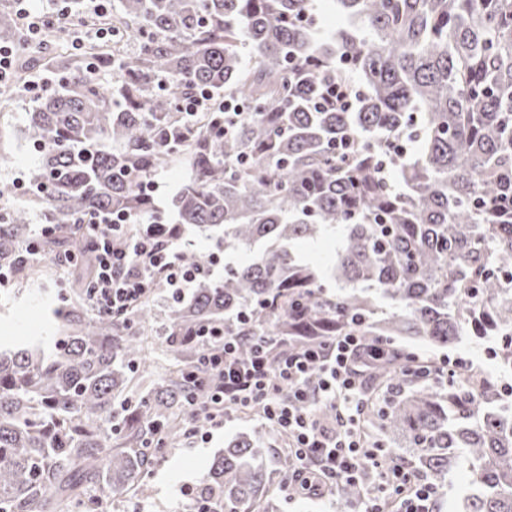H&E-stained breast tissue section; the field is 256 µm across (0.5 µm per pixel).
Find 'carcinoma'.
Returning <instances> with one entry per match:
<instances>
[{
  "instance_id": "carcinoma-1",
  "label": "carcinoma",
  "mask_w": 512,
  "mask_h": 512,
  "mask_svg": "<svg viewBox=\"0 0 512 512\" xmlns=\"http://www.w3.org/2000/svg\"><path fill=\"white\" fill-rule=\"evenodd\" d=\"M68 2L70 27L46 28L16 82L42 59L60 78L29 113L32 182L44 223L58 225L49 249L76 255L77 272L55 350L0 351V512H102L90 487L144 496L153 461L190 433L187 400H205L192 334L215 324L276 336L277 353L348 332L392 342L400 354L367 383L363 430L383 434L390 465L437 489L468 470L478 490L461 512H512V419L474 375L432 381L404 343L495 338L496 362L512 367V0H336L346 24L330 42L311 33L310 0H121L104 16ZM103 26L116 39L73 48ZM1 41L26 44L8 8ZM339 66L362 96L350 111L314 107ZM202 91L212 106L181 112ZM226 95L244 111L230 135ZM387 159L398 189L377 175ZM175 163L190 170L170 203L180 228L253 256L168 305L165 345L180 366L128 406L132 375L152 374L151 299L127 321L88 314L93 237L76 219L147 214L131 176ZM30 232L28 209H4L0 265L21 279L33 274ZM329 232L340 234L329 262L295 253ZM366 490L342 482L329 496ZM276 494L265 448L244 436L200 487L216 512H270Z\"/></svg>"
}]
</instances>
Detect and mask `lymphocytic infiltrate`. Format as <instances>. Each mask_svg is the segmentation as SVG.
<instances>
[{
    "label": "lymphocytic infiltrate",
    "instance_id": "1",
    "mask_svg": "<svg viewBox=\"0 0 512 512\" xmlns=\"http://www.w3.org/2000/svg\"><path fill=\"white\" fill-rule=\"evenodd\" d=\"M97 242L94 275L87 301L97 313L128 317L151 292L166 301L184 297L198 273L185 261L187 244L162 208L137 220L122 212L83 216ZM200 355L194 378L209 385L207 403H189V417L206 415L220 423L225 415H257L285 436L294 455L296 477L285 482L288 496L322 491L374 472L365 512H378L393 499L397 512H434L437 493L424 482L410 483L404 470L384 468L376 449L358 436L363 414L361 388L369 364L388 355L387 347L350 333L327 343H309L276 357L272 340L252 339L240 357L241 337L223 326L198 331Z\"/></svg>",
    "mask_w": 512,
    "mask_h": 512
}]
</instances>
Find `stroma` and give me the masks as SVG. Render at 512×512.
I'll return each mask as SVG.
<instances>
[{
	"mask_svg": "<svg viewBox=\"0 0 512 512\" xmlns=\"http://www.w3.org/2000/svg\"><path fill=\"white\" fill-rule=\"evenodd\" d=\"M32 106L26 97L15 99L0 108V185L14 189L11 205L28 207L32 224H41V212L30 196V178L40 166V157L34 150L28 134V112ZM45 274L31 282H14L0 286V349L16 350L31 344L52 350L51 336L61 319V307L73 275L72 268L54 266L49 255L39 260ZM166 302L154 299V317L145 330L152 344L155 378L165 377L175 368L174 358L164 345ZM259 433L266 446L268 466H275L277 438L271 427L262 421L232 416L223 426L206 427L190 433L175 447L155 461L149 470V496L133 500L124 496H107L106 512H191L188 492L196 491L207 472L214 454L225 441L239 433Z\"/></svg>",
	"mask_w": 512,
	"mask_h": 512,
	"instance_id": "obj_1",
	"label": "stroma"
}]
</instances>
